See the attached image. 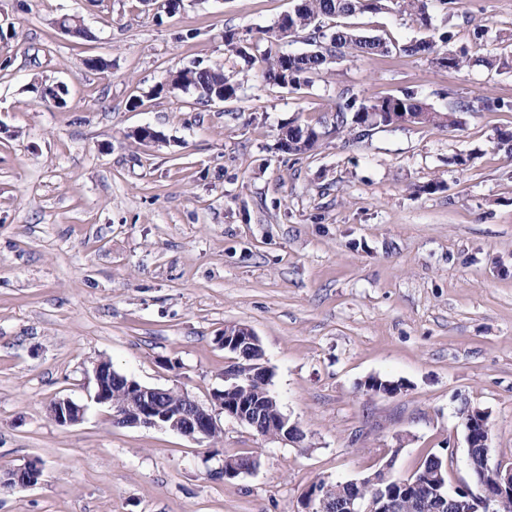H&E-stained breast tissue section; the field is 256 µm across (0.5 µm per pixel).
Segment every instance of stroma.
<instances>
[{
    "mask_svg": "<svg viewBox=\"0 0 512 512\" xmlns=\"http://www.w3.org/2000/svg\"><path fill=\"white\" fill-rule=\"evenodd\" d=\"M294 3L0 0V471L44 464L0 512H303L313 482L388 460L406 478L430 454L453 455V486L469 478L466 404L488 411L492 458L512 467V151L497 143L512 68L405 55L423 32L393 11L358 20L388 55L345 56L297 91L255 81L224 32L258 39ZM430 12L453 47L512 57V0ZM65 14L88 38L58 28ZM94 56L108 69L88 70ZM192 65L223 69L236 97L204 106L169 88ZM35 84L64 85L62 103ZM347 90H411L439 112L486 96L505 107L356 140L331 131ZM291 124L316 127L314 150H280ZM143 127L155 139L139 140ZM228 324L258 336L303 443L224 414L215 442L117 427L89 403L106 358L211 406ZM372 376L404 388L367 393ZM60 397L86 404L82 422L49 417ZM232 455L258 464L221 478Z\"/></svg>",
    "mask_w": 512,
    "mask_h": 512,
    "instance_id": "35a3bbf8",
    "label": "stroma"
}]
</instances>
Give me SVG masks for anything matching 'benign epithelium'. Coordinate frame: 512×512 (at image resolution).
<instances>
[{
    "label": "benign epithelium",
    "mask_w": 512,
    "mask_h": 512,
    "mask_svg": "<svg viewBox=\"0 0 512 512\" xmlns=\"http://www.w3.org/2000/svg\"><path fill=\"white\" fill-rule=\"evenodd\" d=\"M218 342L225 350L236 353L239 359L224 371V389L213 394L214 406L241 424L247 425L260 436L268 429L284 431L283 441L299 444L305 434L289 416L280 412L275 420L260 422L253 416V408L234 398V393L243 382L253 378L251 366L247 362L253 356L247 353L250 345H259L258 336L250 328L242 327V332L228 339L224 336ZM114 373L112 362L102 359L93 365L94 393L92 400L100 405L112 406L110 378ZM127 401L113 409L112 423L121 427H154L170 430L195 441L207 439L211 432L220 429L215 414L209 408L190 398L185 392L176 395L177 404L163 402L166 390L141 384L130 377L127 381ZM87 406L68 397L58 398L51 403L49 412L61 426H70L84 419ZM480 413L479 430L482 436L475 435V422H465L468 448L482 449L481 464H473V454H468L467 466L471 481L462 482L454 488L441 474H436L431 496L417 498L418 506L426 512L434 509L437 500L448 501L451 512H496V501L505 495H512V467L492 462V440L490 436L489 414L475 408ZM393 461H387L371 475L357 482L358 489L334 499L320 495L319 489L309 487L304 497L306 512H394L397 500L392 491L395 477L392 474ZM43 475V464L31 459L23 465L0 473V494L26 491L35 487Z\"/></svg>",
    "instance_id": "benign-epithelium-1"
}]
</instances>
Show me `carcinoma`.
I'll return each instance as SVG.
<instances>
[{"label": "carcinoma", "instance_id": "carcinoma-1", "mask_svg": "<svg viewBox=\"0 0 512 512\" xmlns=\"http://www.w3.org/2000/svg\"><path fill=\"white\" fill-rule=\"evenodd\" d=\"M394 9L409 15L419 28L428 32L426 37L411 41L401 48L406 55L426 57L448 70L459 71L469 65L467 51L454 50L450 46L451 34L440 32L433 26L428 0H296L294 8L285 13L283 19L262 31L259 40L266 42L267 47L260 58L256 59L247 52L244 38L233 30L224 32V46L250 66L260 61L256 77L261 81L298 90L310 82L312 75L329 70L330 65L348 51L366 59L389 53L391 45L384 38L365 34L349 20ZM335 19H341L343 23L328 25ZM302 32L308 33V39L314 43L315 49L303 53L278 49L282 42ZM171 84L192 91L202 102L221 96L227 101L236 97L237 92V84L223 70L214 68L180 69L171 75ZM493 107L502 109L506 104L478 98L471 102H457L446 112H436L412 92L375 99L361 98L353 93L336 110L332 126L338 132L346 128L355 131L362 127L365 117L374 112L378 128H386L400 121L455 128L462 125L460 114ZM320 137L321 134L309 125H290L280 134L279 148L287 154L303 155L316 146ZM271 381L270 375L265 379L260 378L243 386L236 396L256 403L257 411L261 413H275L280 407L271 395ZM438 469H444V456L432 454L413 475L397 479L395 490L400 504L396 512H416L413 495L417 492L426 494L429 476Z\"/></svg>", "mask_w": 512, "mask_h": 512}]
</instances>
